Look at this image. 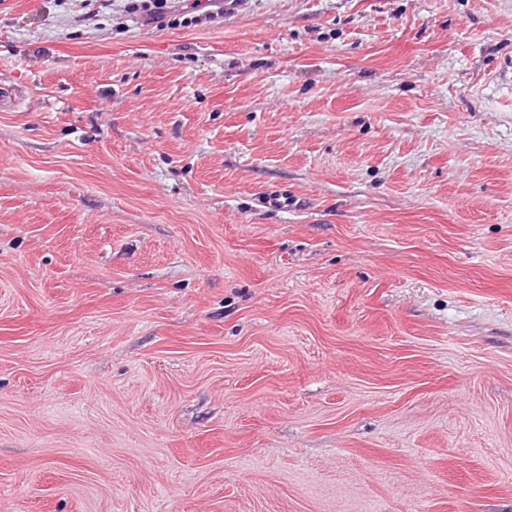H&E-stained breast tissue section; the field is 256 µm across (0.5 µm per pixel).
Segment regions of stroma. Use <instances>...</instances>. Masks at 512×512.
<instances>
[{"label": "stroma", "instance_id": "35a3bbf8", "mask_svg": "<svg viewBox=\"0 0 512 512\" xmlns=\"http://www.w3.org/2000/svg\"><path fill=\"white\" fill-rule=\"evenodd\" d=\"M0 0V512H512V0ZM121 11L128 15H137L148 23L164 25H198L200 16L188 17L183 11H177L170 3L172 0H120Z\"/></svg>", "mask_w": 512, "mask_h": 512}]
</instances>
